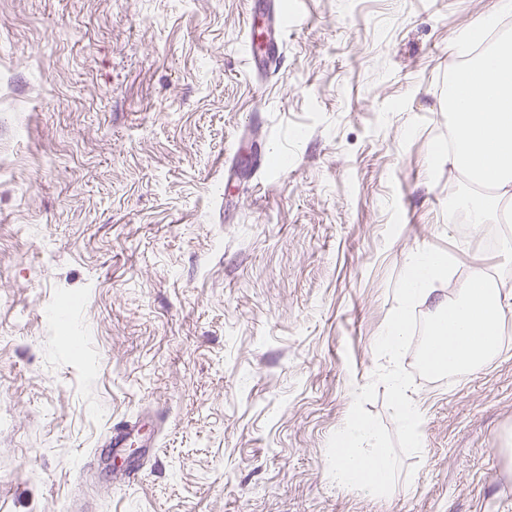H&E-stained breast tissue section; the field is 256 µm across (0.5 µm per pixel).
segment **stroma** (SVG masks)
<instances>
[{
  "label": "stroma",
  "instance_id": "1",
  "mask_svg": "<svg viewBox=\"0 0 512 512\" xmlns=\"http://www.w3.org/2000/svg\"><path fill=\"white\" fill-rule=\"evenodd\" d=\"M493 3L0 0V512H512V315L416 378L391 494L326 454L411 252L512 289V229L448 222L458 174H428ZM249 13L287 30L261 70ZM146 407L159 461L114 491L97 444Z\"/></svg>",
  "mask_w": 512,
  "mask_h": 512
}]
</instances>
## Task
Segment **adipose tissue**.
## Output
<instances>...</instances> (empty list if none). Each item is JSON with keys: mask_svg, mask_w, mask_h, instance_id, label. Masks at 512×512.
I'll use <instances>...</instances> for the list:
<instances>
[{"mask_svg": "<svg viewBox=\"0 0 512 512\" xmlns=\"http://www.w3.org/2000/svg\"><path fill=\"white\" fill-rule=\"evenodd\" d=\"M512 311V291L492 287L484 269L473 270L455 300L438 299L427 358L440 369L484 364L496 352L501 323Z\"/></svg>", "mask_w": 512, "mask_h": 512, "instance_id": "adipose-tissue-1", "label": "adipose tissue"}]
</instances>
